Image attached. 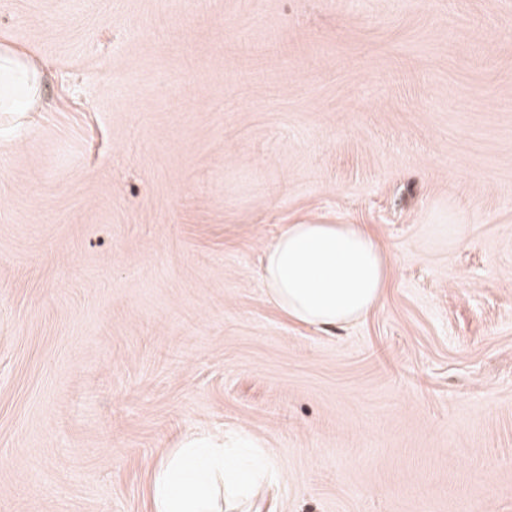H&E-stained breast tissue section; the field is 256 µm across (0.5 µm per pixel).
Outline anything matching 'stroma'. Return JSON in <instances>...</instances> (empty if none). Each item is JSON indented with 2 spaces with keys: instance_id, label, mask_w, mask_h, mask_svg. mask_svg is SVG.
<instances>
[{
  "instance_id": "35a3bbf8",
  "label": "stroma",
  "mask_w": 512,
  "mask_h": 512,
  "mask_svg": "<svg viewBox=\"0 0 512 512\" xmlns=\"http://www.w3.org/2000/svg\"><path fill=\"white\" fill-rule=\"evenodd\" d=\"M0 512H150L209 433L224 512H512V0H0ZM363 224L379 305L297 324L288 224ZM2 75L18 79L19 98L3 100L0 93V112H32L26 106L39 94L41 74L27 56L16 48L0 45V80Z\"/></svg>"
}]
</instances>
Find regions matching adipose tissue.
Segmentation results:
<instances>
[{
	"instance_id": "obj_1",
	"label": "adipose tissue",
	"mask_w": 512,
	"mask_h": 512,
	"mask_svg": "<svg viewBox=\"0 0 512 512\" xmlns=\"http://www.w3.org/2000/svg\"><path fill=\"white\" fill-rule=\"evenodd\" d=\"M18 80V99H0V112H22L39 94V71L16 48L0 45V76ZM390 259L355 224H290L265 251L261 284L288 318L322 329L367 316L379 304ZM253 473V472H252ZM252 473L210 436L186 440L156 462L150 475L152 512H223L220 490L242 489Z\"/></svg>"
}]
</instances>
